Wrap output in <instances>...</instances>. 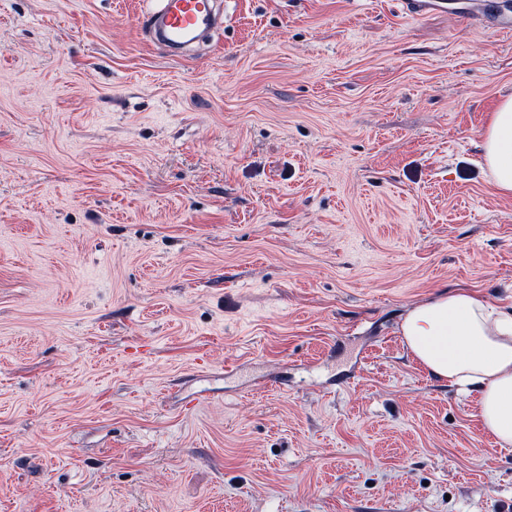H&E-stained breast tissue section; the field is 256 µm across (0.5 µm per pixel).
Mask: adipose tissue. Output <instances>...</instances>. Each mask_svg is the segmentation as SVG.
Masks as SVG:
<instances>
[{"instance_id":"1","label":"adipose tissue","mask_w":512,"mask_h":512,"mask_svg":"<svg viewBox=\"0 0 512 512\" xmlns=\"http://www.w3.org/2000/svg\"><path fill=\"white\" fill-rule=\"evenodd\" d=\"M482 156L496 190L512 196V96L482 132ZM404 342L433 379L476 398L483 431L512 447V307L494 306L471 291L443 294L412 308Z\"/></svg>"}]
</instances>
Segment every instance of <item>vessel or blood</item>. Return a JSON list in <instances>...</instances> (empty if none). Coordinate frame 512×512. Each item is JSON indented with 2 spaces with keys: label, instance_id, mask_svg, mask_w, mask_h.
I'll return each instance as SVG.
<instances>
[{
  "label": "vessel or blood",
  "instance_id": "obj_1",
  "mask_svg": "<svg viewBox=\"0 0 512 512\" xmlns=\"http://www.w3.org/2000/svg\"><path fill=\"white\" fill-rule=\"evenodd\" d=\"M498 0H473L470 11L481 16L489 28L512 31V17L498 12ZM402 10L410 17L432 12H447L448 0H400ZM216 0H153L145 13L143 24L155 34L157 43L171 54H179L198 34L216 27Z\"/></svg>",
  "mask_w": 512,
  "mask_h": 512
}]
</instances>
